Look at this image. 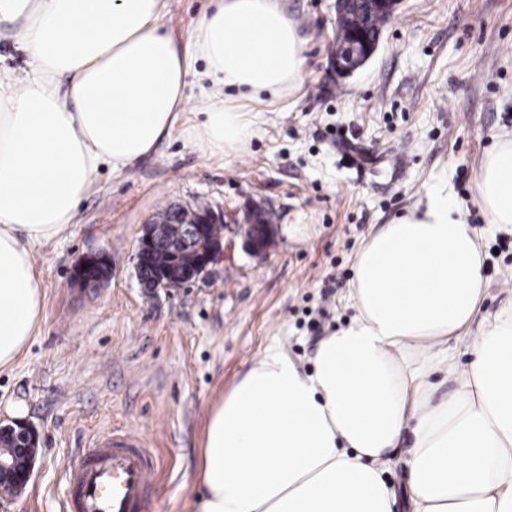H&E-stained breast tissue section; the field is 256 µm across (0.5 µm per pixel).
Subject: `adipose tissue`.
<instances>
[{"mask_svg": "<svg viewBox=\"0 0 512 512\" xmlns=\"http://www.w3.org/2000/svg\"><path fill=\"white\" fill-rule=\"evenodd\" d=\"M165 0H0L19 22L25 69L0 64V371L34 338L45 294L39 249L72 225L101 168L118 172L171 136L237 153L255 114L306 73V44L279 0H218L184 41ZM204 62L196 105L188 73ZM487 222L512 234V136L475 182ZM480 234L447 191H428L358 251L355 314L317 344L312 370L268 348L208 412L193 512H393L384 475L403 435L410 512H512V302L477 334L485 293ZM451 382L437 396L438 380Z\"/></svg>", "mask_w": 512, "mask_h": 512, "instance_id": "ef3b65f1", "label": "adipose tissue"}]
</instances>
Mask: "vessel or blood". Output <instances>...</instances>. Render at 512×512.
<instances>
[{
	"label": "vessel or blood",
	"instance_id": "1",
	"mask_svg": "<svg viewBox=\"0 0 512 512\" xmlns=\"http://www.w3.org/2000/svg\"><path fill=\"white\" fill-rule=\"evenodd\" d=\"M154 475L153 453L138 436H99L67 468L70 512H137Z\"/></svg>",
	"mask_w": 512,
	"mask_h": 512
}]
</instances>
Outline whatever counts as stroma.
<instances>
[{
	"label": "stroma",
	"mask_w": 512,
	"mask_h": 512,
	"mask_svg": "<svg viewBox=\"0 0 512 512\" xmlns=\"http://www.w3.org/2000/svg\"><path fill=\"white\" fill-rule=\"evenodd\" d=\"M306 41L303 83L260 106L234 158L206 153L178 127L132 167L102 169L65 235L37 258L43 320L0 373V417L39 432L26 490L7 512H67L65 470L97 436L127 430L157 463L143 512H190L210 406L271 346L310 368L345 326L359 248L433 187L447 189L483 237L488 289L478 321L512 299V235L474 199L485 152L512 134V0H400L371 59L330 67L334 0H282ZM199 202L224 218V259L204 281L147 299L134 254L143 224ZM273 213L274 244L244 247L238 226ZM112 253L109 283H70L74 264Z\"/></svg>",
	"instance_id": "stroma-1"
}]
</instances>
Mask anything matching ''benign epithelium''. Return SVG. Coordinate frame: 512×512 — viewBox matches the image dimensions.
<instances>
[{"label":"benign epithelium","instance_id":"1","mask_svg":"<svg viewBox=\"0 0 512 512\" xmlns=\"http://www.w3.org/2000/svg\"><path fill=\"white\" fill-rule=\"evenodd\" d=\"M399 0H336V49L331 67L339 77H349L374 54L379 38L365 27L377 17L391 15ZM220 225L205 206H173L166 217L142 226L135 253L138 281L147 296L167 293L195 282L224 259L223 238H212L211 227ZM245 246L264 252L272 239V225L263 211H253L239 225ZM112 277V255L98 251L83 257L71 279L82 288H96ZM39 453L33 426L16 420L0 421V500L22 494L28 486Z\"/></svg>","mask_w":512,"mask_h":512}]
</instances>
